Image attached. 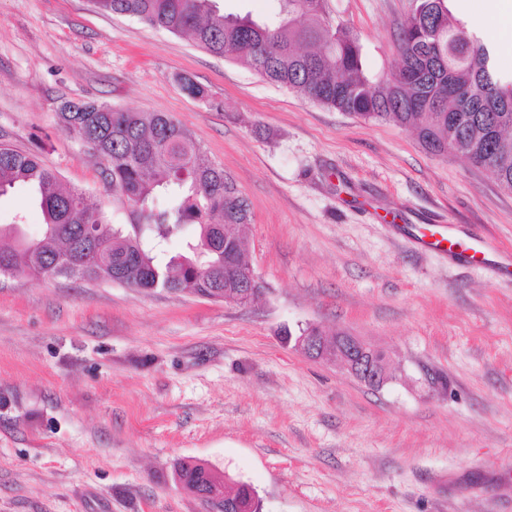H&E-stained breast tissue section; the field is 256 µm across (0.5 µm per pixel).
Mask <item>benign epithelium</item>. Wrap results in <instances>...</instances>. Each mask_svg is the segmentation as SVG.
<instances>
[{
  "mask_svg": "<svg viewBox=\"0 0 512 512\" xmlns=\"http://www.w3.org/2000/svg\"><path fill=\"white\" fill-rule=\"evenodd\" d=\"M295 345L310 359L341 365L370 388L380 389L392 380L390 357L348 332L327 336L320 330H308L295 338Z\"/></svg>",
  "mask_w": 512,
  "mask_h": 512,
  "instance_id": "benign-epithelium-1",
  "label": "benign epithelium"
}]
</instances>
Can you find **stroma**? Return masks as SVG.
Masks as SVG:
<instances>
[{"label":"stroma","instance_id":"1","mask_svg":"<svg viewBox=\"0 0 512 512\" xmlns=\"http://www.w3.org/2000/svg\"><path fill=\"white\" fill-rule=\"evenodd\" d=\"M326 9L372 76L394 68L410 0ZM66 100L187 126L250 205L267 291L240 305L0 277V512H206L176 478L184 459L250 485L261 512H512V275L421 250L405 230L458 224L511 258L512 192L191 36L92 0H0V142L43 145L64 186L127 223L97 159L58 125ZM17 214L40 234L22 184L0 195V224ZM309 325L388 353L392 382L373 390L307 358L293 338Z\"/></svg>","mask_w":512,"mask_h":512}]
</instances>
